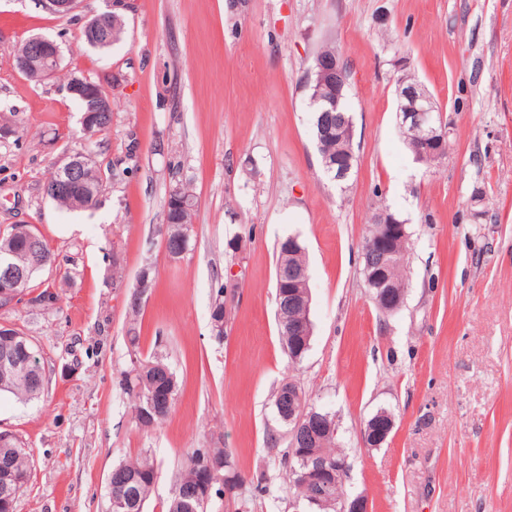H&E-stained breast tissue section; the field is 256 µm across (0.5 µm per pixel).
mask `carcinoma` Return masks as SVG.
I'll return each instance as SVG.
<instances>
[{
    "label": "carcinoma",
    "instance_id": "carcinoma-1",
    "mask_svg": "<svg viewBox=\"0 0 512 512\" xmlns=\"http://www.w3.org/2000/svg\"><path fill=\"white\" fill-rule=\"evenodd\" d=\"M125 22L120 15H115L112 24H101L95 35L96 43L93 47L106 50L118 43L124 34ZM309 90L320 88V96L311 99L313 112V134L320 157L322 172L331 181L342 185L347 179L336 180V170L341 163L355 168L357 155L351 150L347 136V128L337 122L338 116L343 114L351 117L347 108V100H342L343 113L333 110L329 97H335V91L321 87L319 74L315 70L309 71ZM104 171L92 161L83 172V181L70 187V193L55 192V185L51 184L46 195L62 208L76 209L79 204L89 207L96 205L98 196L103 187ZM29 230L37 237L38 247L31 251L25 247L24 240L17 241L14 247V262L24 268L33 269L30 277L21 283L19 291L32 295V306L50 309L58 302L57 293L50 287H45L36 293L33 289L35 278L45 269L55 263V256L48 243L44 240L35 226ZM408 235L398 237L394 242V256L391 263L385 267L388 285L408 286ZM290 268H306L305 251L302 245L295 241L288 243L283 240L279 243L276 271ZM285 285L281 279H276V304L279 332L285 346H290L292 337L288 329L295 324L310 321V311L302 306L284 305L282 294ZM142 303L137 291H132L127 302L129 327L127 330L128 343L131 353L138 354L140 331L137 327ZM212 328L216 335H224V284L215 289V301L211 313ZM119 385L131 402V413L136 425L144 431L156 430L167 418L171 408H163L152 415L148 420L141 417V411L157 398H170L175 403L180 391V384L175 371L168 362L167 356L160 351L152 355L130 361L121 374ZM45 389L44 367L33 368L15 375H4L0 371V394L9 393L17 398L32 400L41 396ZM304 443L315 446L318 457L336 466L345 461L344 456L336 445L334 433H322L317 441L304 440ZM298 449L287 447L284 450V463L286 464L287 488L293 497L306 501L308 488L297 478L293 469L300 465L297 459ZM232 454L226 448H196L192 451L186 468L176 480L172 495L167 503V512H207L202 506V500L212 501L213 498L224 497L229 489H237L244 478L239 471L228 468ZM11 470V484L15 493H22L27 485L32 467V456L26 443L17 435H11L7 441L0 442V482L3 481V465ZM127 477L128 484L123 487L112 488V499L117 506L112 512H144L145 503L149 497L156 480L157 468L153 458L144 453L134 459L116 465Z\"/></svg>",
    "mask_w": 512,
    "mask_h": 512
}]
</instances>
